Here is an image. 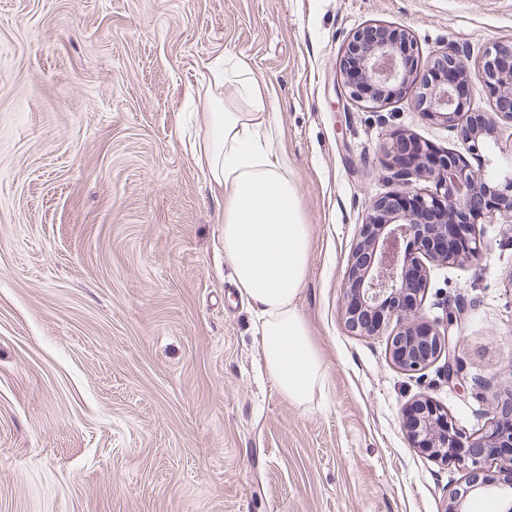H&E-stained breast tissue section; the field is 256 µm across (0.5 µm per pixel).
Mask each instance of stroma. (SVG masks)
<instances>
[{
	"instance_id": "1",
	"label": "stroma",
	"mask_w": 512,
	"mask_h": 512,
	"mask_svg": "<svg viewBox=\"0 0 512 512\" xmlns=\"http://www.w3.org/2000/svg\"><path fill=\"white\" fill-rule=\"evenodd\" d=\"M421 60L476 66L512 0H0V512H445L455 465L412 448L426 397L467 433L512 396V222L481 259L434 265L422 313L458 314L464 389L344 326L372 201L400 189L397 134L459 152L410 96L345 98L336 61L371 23ZM259 80L309 232L296 305L325 370L298 405L267 374L224 208L183 143L184 98L225 54Z\"/></svg>"
}]
</instances>
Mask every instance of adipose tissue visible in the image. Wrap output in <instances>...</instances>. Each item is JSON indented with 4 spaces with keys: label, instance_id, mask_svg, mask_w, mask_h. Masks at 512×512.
<instances>
[{
    "label": "adipose tissue",
    "instance_id": "ef3b65f1",
    "mask_svg": "<svg viewBox=\"0 0 512 512\" xmlns=\"http://www.w3.org/2000/svg\"><path fill=\"white\" fill-rule=\"evenodd\" d=\"M245 97L247 111L225 105L221 87ZM196 101L193 159L212 195L224 201L221 243L236 286L260 311L266 370L292 402L310 401L322 364L295 305L308 264V226L277 149V127L252 71L233 59Z\"/></svg>",
    "mask_w": 512,
    "mask_h": 512
}]
</instances>
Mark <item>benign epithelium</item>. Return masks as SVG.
<instances>
[{
  "instance_id": "1",
  "label": "benign epithelium",
  "mask_w": 512,
  "mask_h": 512,
  "mask_svg": "<svg viewBox=\"0 0 512 512\" xmlns=\"http://www.w3.org/2000/svg\"><path fill=\"white\" fill-rule=\"evenodd\" d=\"M416 54L413 37L404 29L375 24L358 30L339 61L342 89L351 100L381 107L406 94L409 83L419 84L422 92L414 108L429 120L459 128L466 154L446 152L433 162L431 147L413 137H398L387 149L400 176L424 173L436 190L405 188L372 202L345 273V325L355 334L374 335L396 320L400 329L389 346L392 363L418 372L442 359L451 383L459 379L451 335L457 317L448 312L442 331L423 320L426 263L450 264L461 258L462 253L448 249V219L466 240L465 254L471 259L481 253L475 225L495 213L512 220V177L501 189L490 185L485 173L495 156L480 153L482 144L499 145L498 121L512 123V43L487 49L473 75L458 55L436 53L427 71H449L454 78L435 82L414 76ZM475 81L492 96L494 112L466 111ZM468 154L476 156L477 165L468 161ZM403 422L414 447L466 472V494L450 496L445 512H468L470 493L493 498L496 512H512V479L487 477L492 468L512 462L511 397L492 404V417L477 433L461 431L447 410L422 398L404 409Z\"/></svg>"
}]
</instances>
